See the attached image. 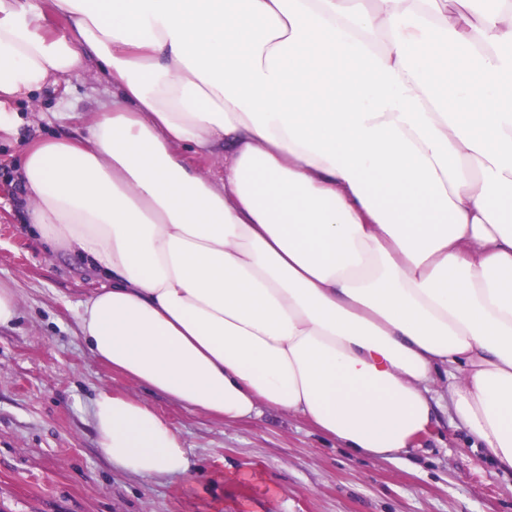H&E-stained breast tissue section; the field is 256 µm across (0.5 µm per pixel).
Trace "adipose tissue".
Returning a JSON list of instances; mask_svg holds the SVG:
<instances>
[{"instance_id": "1", "label": "adipose tissue", "mask_w": 512, "mask_h": 512, "mask_svg": "<svg viewBox=\"0 0 512 512\" xmlns=\"http://www.w3.org/2000/svg\"><path fill=\"white\" fill-rule=\"evenodd\" d=\"M485 2L0 0V132L62 78L112 80L17 172L25 225L103 280L79 314L95 357L357 456L409 453L443 377L512 471V0ZM90 418L112 464L198 481L146 402L103 389Z\"/></svg>"}]
</instances>
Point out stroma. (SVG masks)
I'll return each mask as SVG.
<instances>
[{
  "label": "stroma",
  "instance_id": "stroma-1",
  "mask_svg": "<svg viewBox=\"0 0 512 512\" xmlns=\"http://www.w3.org/2000/svg\"><path fill=\"white\" fill-rule=\"evenodd\" d=\"M111 97L93 70L16 108L32 137L75 134L78 115ZM20 150L0 136V285L18 300L16 320L0 327V512H512V473L474 449L447 408L413 453L356 457L299 417L270 410L227 424L112 372L79 334L99 280L19 219ZM102 389L146 401L178 428L201 481L141 477L102 457L89 418Z\"/></svg>",
  "mask_w": 512,
  "mask_h": 512
}]
</instances>
